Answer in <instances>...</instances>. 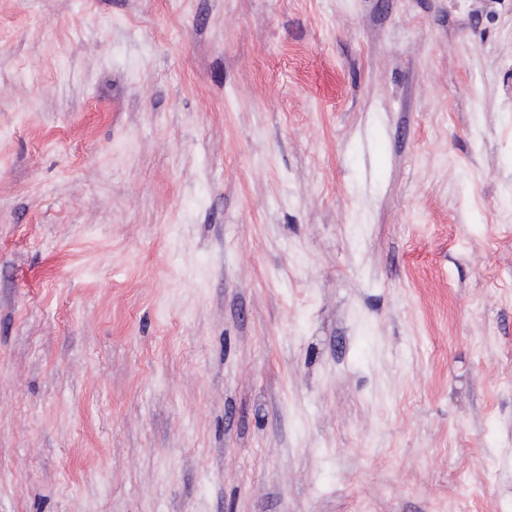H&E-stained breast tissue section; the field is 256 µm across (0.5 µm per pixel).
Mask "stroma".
Segmentation results:
<instances>
[{
  "label": "stroma",
  "mask_w": 512,
  "mask_h": 512,
  "mask_svg": "<svg viewBox=\"0 0 512 512\" xmlns=\"http://www.w3.org/2000/svg\"><path fill=\"white\" fill-rule=\"evenodd\" d=\"M0 512H512V0H0Z\"/></svg>",
  "instance_id": "1"
}]
</instances>
